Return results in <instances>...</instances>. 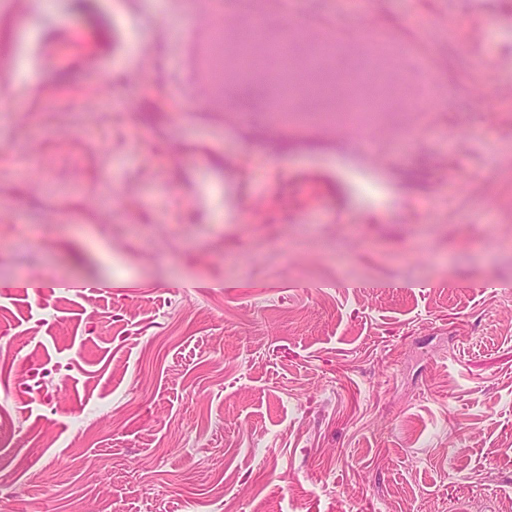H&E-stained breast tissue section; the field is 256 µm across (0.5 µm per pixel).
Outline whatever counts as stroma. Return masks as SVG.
I'll return each instance as SVG.
<instances>
[{"mask_svg":"<svg viewBox=\"0 0 512 512\" xmlns=\"http://www.w3.org/2000/svg\"><path fill=\"white\" fill-rule=\"evenodd\" d=\"M75 3L0 0V512H506L512 0ZM259 11L332 121L209 83ZM303 81H305L307 87L318 90V93L310 98L315 105L330 96L334 90L329 77L323 71L312 70L307 73Z\"/></svg>","mask_w":512,"mask_h":512,"instance_id":"obj_1","label":"stroma"}]
</instances>
